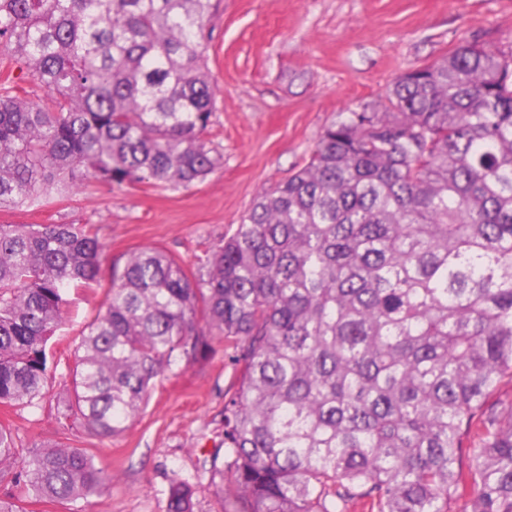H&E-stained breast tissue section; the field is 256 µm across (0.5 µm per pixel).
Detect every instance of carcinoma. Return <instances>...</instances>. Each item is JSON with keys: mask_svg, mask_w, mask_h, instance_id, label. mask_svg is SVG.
Wrapping results in <instances>:
<instances>
[{"mask_svg": "<svg viewBox=\"0 0 512 512\" xmlns=\"http://www.w3.org/2000/svg\"><path fill=\"white\" fill-rule=\"evenodd\" d=\"M218 3L0 0V211L89 178L177 186L218 168L202 138ZM387 100L327 128L196 272L157 247L113 262L63 414L121 435L218 335L241 372L210 472L235 512H512V401L486 407L512 385V54L461 44ZM103 253L76 224H0V405L41 400L48 342ZM3 480L75 501L112 474L78 448L21 460L0 424ZM168 512H193L187 482Z\"/></svg>", "mask_w": 512, "mask_h": 512, "instance_id": "1", "label": "carcinoma"}]
</instances>
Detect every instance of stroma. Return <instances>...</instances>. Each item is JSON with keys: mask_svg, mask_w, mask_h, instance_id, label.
Masks as SVG:
<instances>
[{"mask_svg": "<svg viewBox=\"0 0 512 512\" xmlns=\"http://www.w3.org/2000/svg\"><path fill=\"white\" fill-rule=\"evenodd\" d=\"M206 32L215 110L205 135L224 157L204 181L110 186L89 181L68 197L0 212V224H79L104 246L99 287L75 295L50 346L56 370L38 405L0 406L20 454L40 445L78 448L112 480L76 503L23 497L25 512H167L173 479L193 488L194 512H234L202 466L224 440V403L238 372L224 342L210 360L158 380L121 435L99 439L59 418L72 350L99 313L112 263L155 246L195 268L232 235L258 195L309 161L324 131L352 112H379L393 82L459 44L512 51V0H221Z\"/></svg>", "mask_w": 512, "mask_h": 512, "instance_id": "obj_1", "label": "stroma"}]
</instances>
